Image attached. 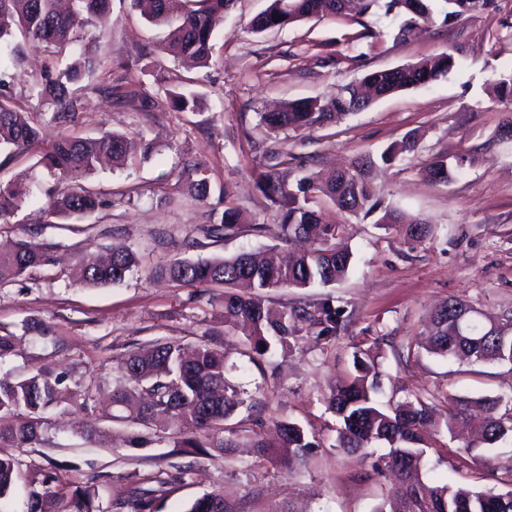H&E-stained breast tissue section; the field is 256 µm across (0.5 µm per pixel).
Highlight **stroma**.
Returning <instances> with one entry per match:
<instances>
[{
    "mask_svg": "<svg viewBox=\"0 0 512 512\" xmlns=\"http://www.w3.org/2000/svg\"><path fill=\"white\" fill-rule=\"evenodd\" d=\"M271 0H238L224 19L210 66L201 68L156 50L165 31L147 25L128 0H112V28L96 43L99 64L73 85L76 115L71 132L95 137L105 131L140 134L153 153L144 161L108 163L84 184L105 205L91 219L46 223L40 211L55 177L40 165V143L15 153L0 152V181H19L36 196L12 218L10 240L37 233L51 244L67 269L79 268L85 250L130 247L139 260L118 285L88 288L65 272L36 271L25 280L0 285V333L16 338L15 352L0 361V377L23 378L37 369L64 374L62 390L80 393L84 406L66 403L46 414L39 443L15 450L22 472H55L57 489L94 491L95 512H115L132 486L189 465L185 484L164 501L162 512H187L197 497L215 490L234 512H376L392 495L388 474L376 473L375 458H361L335 446L338 425L327 399L336 380L353 369L364 352L379 364L376 399L386 406L435 394L440 399L512 394V367L466 364L426 352L433 308L461 299L492 319L512 309V139L501 137L507 118L488 89L512 73V30L502 22L512 0L475 11L454 22L435 24L417 40L396 39L395 19L375 12L364 18H313L253 34L248 21ZM371 37L361 38L362 28ZM446 52L456 65L425 86L374 101L360 112L304 130L269 134L262 112L281 102L338 93L369 72L395 68ZM69 54L39 51L0 83L18 111L50 115V105L30 98L31 84L69 64ZM199 95L196 112H178L166 90ZM422 138L414 156L377 163L373 182L385 206L431 224L433 235L410 244L400 228L328 208L343 224L353 254L347 277L330 286L312 285L273 295L272 304L308 303L331 295L344 329L330 342H302L290 350L272 347L249 360L243 333L226 332L218 286L182 287L147 278L151 268L174 259L229 256L269 248L256 224L279 218L255 187L270 158L295 186L302 175L325 176L361 156L379 158L409 130ZM465 155V172L448 184L428 181L421 170L435 157ZM202 160L212 193L207 203L185 190L189 161ZM236 207L246 224L237 236L215 242L202 227L218 223L225 206ZM202 341L222 347L229 381L245 390L251 409L231 418L204 455L174 453V442L157 427L144 428L104 418L106 401L119 381L117 359L156 341ZM298 423L318 445L305 460L257 458L251 443L272 434L275 419ZM95 427L109 436L100 445L83 432ZM141 435L142 446L130 437ZM232 440L224 454L217 445ZM432 485H467L512 490V447L484 465L459 468L448 435H441L422 470Z\"/></svg>",
    "mask_w": 512,
    "mask_h": 512,
    "instance_id": "35a3bbf8",
    "label": "stroma"
}]
</instances>
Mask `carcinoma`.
Returning <instances> with one entry per match:
<instances>
[{
  "instance_id": "obj_1",
  "label": "carcinoma",
  "mask_w": 512,
  "mask_h": 512,
  "mask_svg": "<svg viewBox=\"0 0 512 512\" xmlns=\"http://www.w3.org/2000/svg\"><path fill=\"white\" fill-rule=\"evenodd\" d=\"M498 0H272L265 11L248 23L251 33L284 28L311 18L337 17L353 13L365 16L373 9L401 19L397 37L413 41L434 26L435 15L443 22L469 12L485 10ZM178 14L172 13V0H150L149 23L168 29L158 44L160 53L174 58L189 57L206 65L213 57L216 32L236 0H183ZM93 26L104 33L112 27V0H72L67 12L58 8V0H0V68H18L29 50L53 48L69 52L73 62L55 76L31 88V96L48 101L54 112L48 122L31 121L0 97V149H25L44 140L47 124L72 122L75 100L71 86L78 83L93 65V45L85 30ZM455 66L453 55L441 53L413 64L368 73L362 85L368 92L360 95L353 85L328 98H308L285 103L275 112L261 114V123L270 132L300 130L331 121L367 107L374 98L426 85L447 75ZM496 100L512 109V75L492 85ZM170 104L180 112H194L200 98L193 92L168 89ZM418 138L413 132L392 143L381 155L385 164L415 154ZM152 144L141 136L105 131L97 137L59 134L41 158L40 164L57 176L58 183L46 193L42 209L51 217L85 219L103 207L93 191L80 184L92 173L100 159L115 161L148 157ZM468 162L460 156L450 163L438 157L425 169L432 182L448 184L458 177ZM375 161L360 158L351 166L332 173L325 182L303 176L297 191L287 188L277 165L270 164L258 188L277 207L280 224L272 234L288 244L303 240L309 248L292 253L288 262L275 264L262 250L247 251L231 257L176 259L155 268L149 276L168 279L181 286L220 285L224 288L221 305L224 326L250 328L248 350L258 356L276 344L288 349L298 340L320 341L337 335L343 326L333 297L326 296L304 306L270 307L269 294L290 288H306L313 283L324 286L342 281L352 265V253L336 248L339 225L327 221L325 213L308 206L312 191L328 199L338 211L358 216L380 213L376 223L398 224L407 240L420 244L431 237V225L418 218L405 219L395 209L382 207L372 179ZM188 195L206 202L211 185L203 164L195 162L186 178ZM30 197L22 186L0 183V224L11 217ZM242 229L239 211L227 206L218 224L203 230L213 238H227ZM59 263L53 247L31 235L20 239L14 248L0 253V284L15 282L37 269L51 270ZM138 266L137 255L128 248H114L110 257L100 259L95 252L85 253L77 282L98 287L123 282ZM306 335H301V332ZM431 351L470 363H498L512 366V316L502 322L485 324L478 311L459 299L439 306L431 316ZM355 372L337 382L328 399V407L339 422L336 447L365 458L375 444L385 446L380 455L383 469L398 482L400 507L375 512H512V491L498 493L465 485H429L418 477L424 466L430 440L440 429L453 432L471 406L466 397L448 395V415L443 424L432 419L426 398H416L380 406L373 397L378 388L375 364L354 358ZM118 372L136 383L128 389L112 390L113 421L144 426L157 421L177 426L175 447L206 450V441L224 421L246 405L242 393L225 376L224 351L203 342L186 349L178 341L155 342L118 360ZM61 376L39 369L16 382L0 381V448H27L41 438L45 411L57 405ZM484 417L477 438L460 451L473 464L484 463L486 453L508 440L512 441V398L489 397L480 401ZM277 447L286 460H302L314 441L296 423H274ZM189 470L178 469L157 480L158 487H132L124 501L130 512H160L159 502L186 481ZM30 486L27 512H57L49 508L58 497L56 477L50 473L23 474L11 455H0V502L12 495L20 482ZM64 512H92L91 494L83 488L73 492ZM187 512H233L221 491L205 493L195 499Z\"/></svg>"
}]
</instances>
